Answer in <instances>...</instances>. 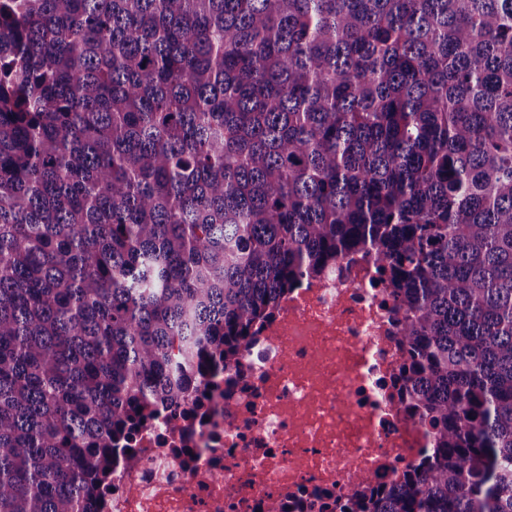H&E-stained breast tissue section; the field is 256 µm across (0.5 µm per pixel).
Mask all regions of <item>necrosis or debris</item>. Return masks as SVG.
<instances>
[{"mask_svg": "<svg viewBox=\"0 0 512 512\" xmlns=\"http://www.w3.org/2000/svg\"><path fill=\"white\" fill-rule=\"evenodd\" d=\"M399 318L366 257L303 279L186 404L140 428L96 512H338L363 477L397 484L432 446L400 397Z\"/></svg>", "mask_w": 512, "mask_h": 512, "instance_id": "1", "label": "necrosis or debris"}]
</instances>
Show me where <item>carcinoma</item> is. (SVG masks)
Segmentation results:
<instances>
[{"mask_svg": "<svg viewBox=\"0 0 512 512\" xmlns=\"http://www.w3.org/2000/svg\"><path fill=\"white\" fill-rule=\"evenodd\" d=\"M360 253L432 448L341 512H512V0H0V512Z\"/></svg>", "mask_w": 512, "mask_h": 512, "instance_id": "carcinoma-1", "label": "carcinoma"}]
</instances>
